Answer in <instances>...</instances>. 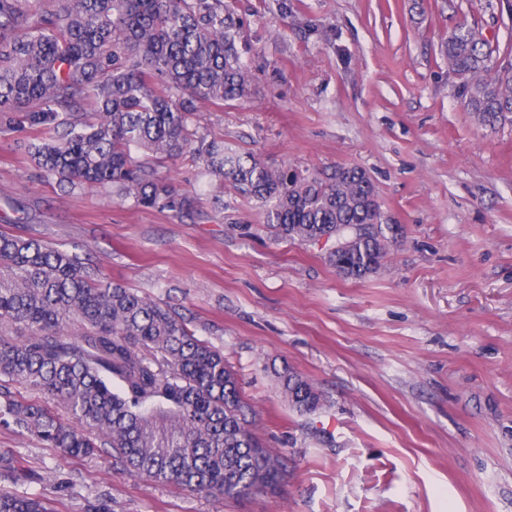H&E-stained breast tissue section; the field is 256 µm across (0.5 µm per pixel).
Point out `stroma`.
<instances>
[{
  "label": "stroma",
  "mask_w": 512,
  "mask_h": 512,
  "mask_svg": "<svg viewBox=\"0 0 512 512\" xmlns=\"http://www.w3.org/2000/svg\"><path fill=\"white\" fill-rule=\"evenodd\" d=\"M243 22L248 98L201 107L225 145L273 166L366 170L399 234L347 279L320 246L274 238L264 207L169 162L194 220L62 192L28 125L0 137V231L96 256L112 281L175 308L223 351L256 431L284 455L272 492L227 498L69 458L0 425L51 512H512V122L479 124L440 42L460 19L512 62L506 0H224ZM313 383L305 414L273 365Z\"/></svg>",
  "instance_id": "obj_1"
}]
</instances>
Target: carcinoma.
<instances>
[{
	"label": "carcinoma",
	"mask_w": 512,
	"mask_h": 512,
	"mask_svg": "<svg viewBox=\"0 0 512 512\" xmlns=\"http://www.w3.org/2000/svg\"><path fill=\"white\" fill-rule=\"evenodd\" d=\"M241 29L224 0H0V132L14 131L20 111L21 123L39 131L31 157L43 176L180 219L192 216L193 199L165 163L192 152L210 180L266 207L275 237L334 241L336 272L367 278L383 267L396 228L384 223L365 170L304 175L198 135L200 105L250 93ZM441 53L481 124L512 114V66L494 62L475 26L459 22ZM12 324L28 334L0 339V378L47 393L90 432L0 386L1 424L64 456L104 451L153 482L230 498L272 491L285 476L282 457L252 429L255 411L224 353L90 258L0 231V328ZM279 377L294 408L319 409L312 383L287 368ZM33 480L0 454V512H49L43 497L4 488Z\"/></svg>",
	"instance_id": "carcinoma-1"
}]
</instances>
